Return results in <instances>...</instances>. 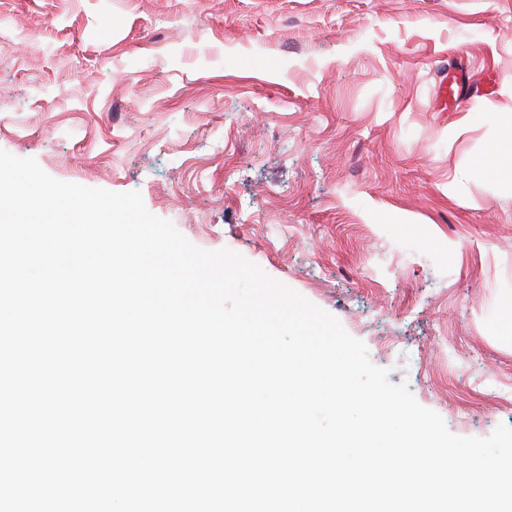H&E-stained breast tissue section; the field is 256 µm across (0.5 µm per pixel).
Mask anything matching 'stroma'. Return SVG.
I'll use <instances>...</instances> for the list:
<instances>
[{
	"instance_id": "obj_1",
	"label": "stroma",
	"mask_w": 512,
	"mask_h": 512,
	"mask_svg": "<svg viewBox=\"0 0 512 512\" xmlns=\"http://www.w3.org/2000/svg\"><path fill=\"white\" fill-rule=\"evenodd\" d=\"M0 35V149L243 255L453 434L512 427V0H0Z\"/></svg>"
}]
</instances>
